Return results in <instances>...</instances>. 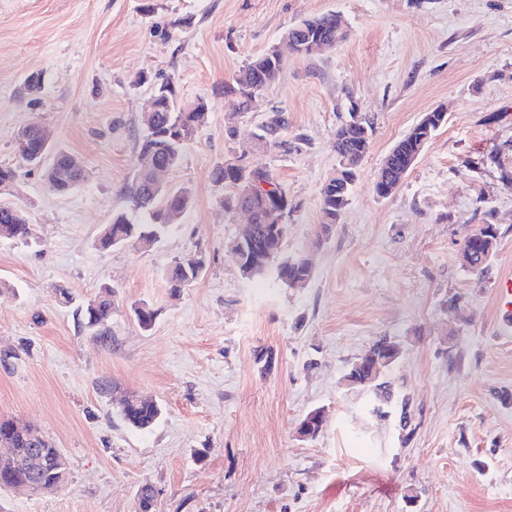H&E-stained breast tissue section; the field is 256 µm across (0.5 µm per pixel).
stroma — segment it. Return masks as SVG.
I'll use <instances>...</instances> for the list:
<instances>
[{
  "label": "stroma",
  "mask_w": 512,
  "mask_h": 512,
  "mask_svg": "<svg viewBox=\"0 0 512 512\" xmlns=\"http://www.w3.org/2000/svg\"><path fill=\"white\" fill-rule=\"evenodd\" d=\"M333 11L345 41L287 55L252 111L227 88L289 28ZM39 89L28 87L29 79ZM204 100L205 123L165 173L189 204L155 245L100 249L126 208L142 115L156 87ZM370 116V148L328 234L321 189L339 167L334 132ZM447 120L389 197L375 179L427 112ZM273 111L283 146H255ZM48 128L87 180L49 190L15 137ZM270 170L292 209L283 253L308 258L305 287L243 278L230 245L246 218L214 182L225 160ZM0 165L15 182L29 242L0 240V418L37 424L67 459L52 493L0 491V512H135L143 483L160 512H512V0H0ZM498 229L485 274L464 238ZM198 253L201 275L172 295L165 272ZM114 291L105 340L77 303ZM459 295L452 310L448 299ZM158 315L142 330L134 309ZM401 349L390 397L345 376L380 337ZM162 414L139 431L117 400ZM411 422L401 428L400 401ZM325 411L323 431L300 421Z\"/></svg>",
  "instance_id": "35a3bbf8"
}]
</instances>
